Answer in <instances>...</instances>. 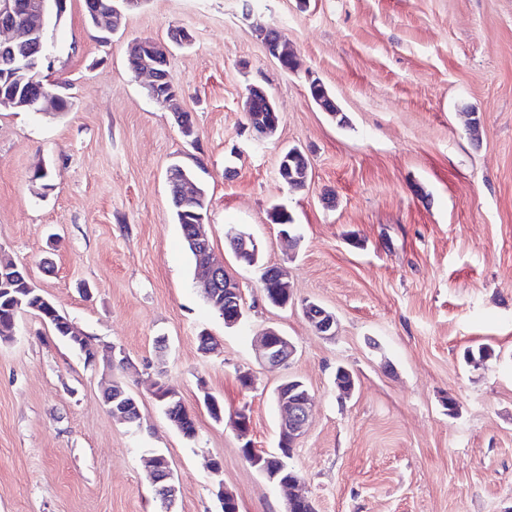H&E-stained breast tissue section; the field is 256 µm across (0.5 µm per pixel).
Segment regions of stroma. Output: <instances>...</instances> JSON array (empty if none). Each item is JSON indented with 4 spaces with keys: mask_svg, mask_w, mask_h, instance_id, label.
<instances>
[{
    "mask_svg": "<svg viewBox=\"0 0 512 512\" xmlns=\"http://www.w3.org/2000/svg\"><path fill=\"white\" fill-rule=\"evenodd\" d=\"M176 26L195 37L168 57L191 140L128 67L132 42L168 43ZM269 26L296 70L268 55ZM45 42L69 108L0 110V252L98 356L87 364L30 313L0 341V512H160L155 453L179 488L173 512H220L218 483L239 512H284L285 491L241 447L277 452L274 392L291 377L315 403L289 464L316 512H512V0H144L105 42L84 0H67ZM312 75L345 123L310 100ZM253 85L276 104L275 134L248 125ZM293 146L309 164L301 189L278 175ZM175 164L207 191L215 257L241 291L235 326L200 293L171 207ZM233 228L255 239V264L230 249ZM272 266L288 274V307L262 298ZM307 301L335 315V337L307 322ZM266 327L295 344L288 367L256 354ZM204 333L220 353L202 352ZM480 344L493 356L465 361ZM112 346L131 367L107 366ZM341 366L356 376L347 395ZM111 380L137 397L136 423L108 413ZM156 380L193 412L195 439L169 425ZM242 409L244 438L231 424Z\"/></svg>",
    "mask_w": 512,
    "mask_h": 512,
    "instance_id": "35a3bbf8",
    "label": "stroma"
}]
</instances>
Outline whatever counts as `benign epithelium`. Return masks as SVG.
<instances>
[{
  "label": "benign epithelium",
  "mask_w": 512,
  "mask_h": 512,
  "mask_svg": "<svg viewBox=\"0 0 512 512\" xmlns=\"http://www.w3.org/2000/svg\"><path fill=\"white\" fill-rule=\"evenodd\" d=\"M65 7L66 0H0V35H8V38L0 39V52L11 53V58L0 67L1 81L11 82L19 75L30 83H35L41 78L44 61L48 59L44 46L45 29L43 26L27 24L28 17L36 14L40 17V22L45 24L52 13L58 18L61 17ZM86 9L91 24L103 35V39H108V35L118 30L122 19L121 10L104 9L97 0H88ZM136 74L148 78L147 88L151 98L176 116L181 131L193 132V128L185 123L178 89L174 87L164 91L158 89L159 80L156 77V71L147 62L136 70ZM61 98V94L45 88L41 89L36 97H31L18 89L9 97L1 98L0 106L18 111L42 112L51 109L58 112ZM168 181L177 184L178 197L189 199L196 195L195 184L189 178L175 174L172 169L168 171ZM227 238L232 243L233 252L239 260L249 265L255 263L257 245L252 237L232 229ZM191 241L199 257L197 271L206 300L215 305L219 294H224V304L233 307V315L226 317L225 323L230 326L238 324L242 317L241 309L236 307L239 291L233 288L231 283L223 282L224 266L214 261L204 222L199 221L193 226ZM16 270L18 266L14 262L0 257L1 291H11ZM285 278L286 274L282 270L274 273L264 271L262 277L264 287L278 289V293L273 298L267 293L264 294L265 299L273 306L286 307L292 298ZM302 311L320 335L326 337L336 335L334 314L312 302L303 303ZM257 351L260 360L266 365L272 368H283L290 363L296 348L290 338L270 327L264 329L258 336ZM300 387L302 383L290 378L288 383L282 384L276 392L277 405L281 412L279 438L289 454L304 433L313 410L312 399L308 392L300 390ZM131 411H139L137 399L131 394L112 399V407L108 409L112 418L121 423L130 422L129 412ZM148 478L155 488L156 498L160 500L164 512H171L176 487L173 484L171 469L163 458L155 455L150 459ZM216 497L219 500L221 512H238L235 496L224 490V485H218ZM307 509L312 512L314 507L310 499L298 490L286 500L285 512H305Z\"/></svg>",
  "instance_id": "benign-epithelium-1"
}]
</instances>
